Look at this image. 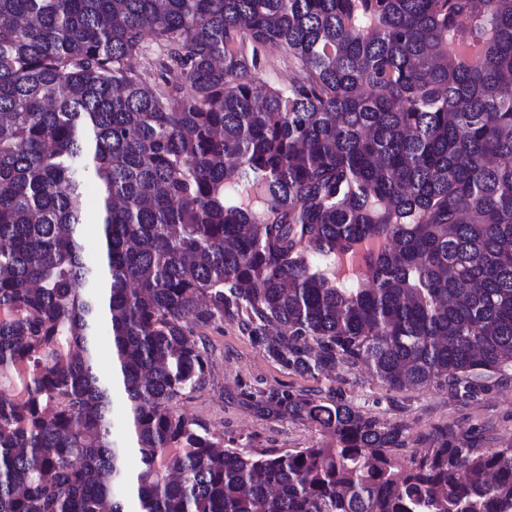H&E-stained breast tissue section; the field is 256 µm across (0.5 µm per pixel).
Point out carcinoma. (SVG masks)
Here are the masks:
<instances>
[{"label":"carcinoma","instance_id":"obj_1","mask_svg":"<svg viewBox=\"0 0 512 512\" xmlns=\"http://www.w3.org/2000/svg\"><path fill=\"white\" fill-rule=\"evenodd\" d=\"M147 34L183 84L130 67ZM226 316L316 381L508 379L512 0H0V512H512V439L402 467L401 427L272 391L335 441L224 447L175 406ZM263 69L260 77L273 87H283L294 75V69L289 62L288 53L284 49L265 47L261 51Z\"/></svg>","mask_w":512,"mask_h":512}]
</instances>
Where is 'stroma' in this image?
Masks as SVG:
<instances>
[{
    "label": "stroma",
    "instance_id": "35a3bbf8",
    "mask_svg": "<svg viewBox=\"0 0 512 512\" xmlns=\"http://www.w3.org/2000/svg\"><path fill=\"white\" fill-rule=\"evenodd\" d=\"M168 51L145 38L133 65L151 84H176L180 70L167 64ZM209 358L205 384L178 404L188 420L223 437L225 446H249L258 451L279 452L325 442L322 430L310 423L264 410L269 391L297 395L315 393L324 402L342 401L381 422L404 428L406 447L393 451L395 461L409 465L437 428L449 425L493 448L512 437V380L492 386L477 398L458 400L437 387L391 391L364 366L337 370L335 377L313 381L299 376L269 358L262 346L237 322L196 333Z\"/></svg>",
    "mask_w": 512,
    "mask_h": 512
}]
</instances>
